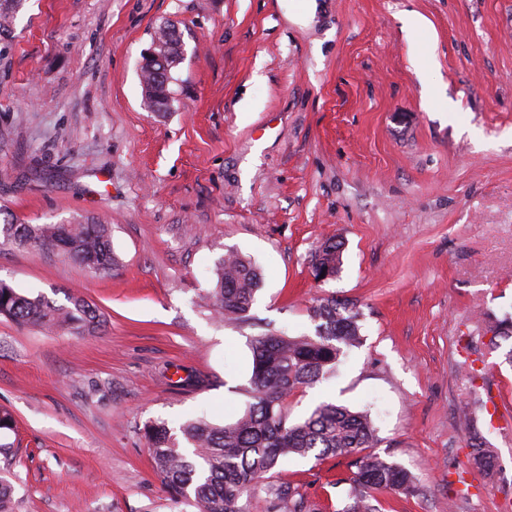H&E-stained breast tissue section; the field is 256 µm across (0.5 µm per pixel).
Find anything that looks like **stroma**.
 Returning <instances> with one entry per match:
<instances>
[{"label":"stroma","mask_w":512,"mask_h":512,"mask_svg":"<svg viewBox=\"0 0 512 512\" xmlns=\"http://www.w3.org/2000/svg\"><path fill=\"white\" fill-rule=\"evenodd\" d=\"M0 208L111 227L99 275L0 237V281L95 307L77 335L0 318V433L16 512H199L154 474L143 427L220 424L249 397L251 340L314 335L333 297L362 342L287 402L367 412L376 454L419 492L380 512H512V0H0ZM427 25L412 31L408 17ZM181 34L168 108L143 98L160 27ZM340 270L317 280L325 241ZM249 256L248 322L213 319V270ZM496 395L501 423L483 407ZM468 408L496 454L469 460ZM347 457L272 473L315 512L346 502Z\"/></svg>","instance_id":"stroma-1"}]
</instances>
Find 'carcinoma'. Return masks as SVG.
Segmentation results:
<instances>
[{"mask_svg": "<svg viewBox=\"0 0 512 512\" xmlns=\"http://www.w3.org/2000/svg\"><path fill=\"white\" fill-rule=\"evenodd\" d=\"M158 39L169 45L159 61L148 60L142 77L153 83L157 104L170 102L168 83L172 68L181 60V35L173 26L158 31ZM6 239L58 249L79 264L91 262L98 273H109L115 255L108 228L103 224L3 225ZM216 287L211 304L216 317L230 323L249 319L255 295L262 285V272L250 259L230 253L216 265ZM320 321L316 336L291 337L282 331L253 338V368L250 397L244 412L222 425L199 418L187 421L179 431L163 421L144 426L155 475L171 496H193L200 512H248V501L259 491L270 497L273 512H310V507L291 482L268 479L289 456L317 460L354 457L347 502L341 512H377L374 491H417L415 477L385 457L359 455L373 447L375 429L369 415L345 406L322 403L299 421H291L285 409L296 390L317 383L336 367L343 349L360 338L359 312L336 299H325L312 308ZM0 317L48 329L67 328L77 334L93 333L101 327L99 315L87 303L56 305L17 293L0 283ZM471 457L484 470L493 468L494 454L472 436ZM0 512H15V486L0 480Z\"/></svg>", "mask_w": 512, "mask_h": 512, "instance_id": "obj_1", "label": "carcinoma"}]
</instances>
